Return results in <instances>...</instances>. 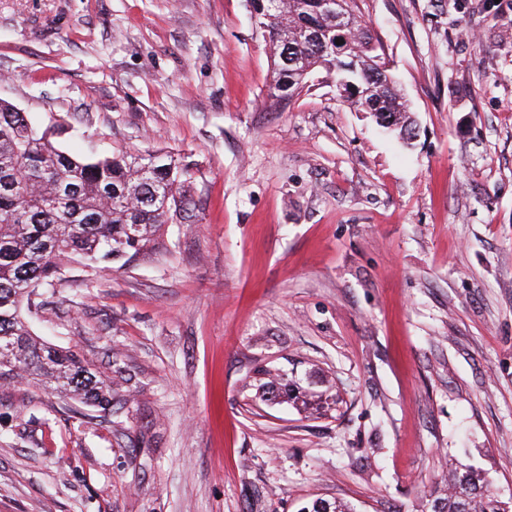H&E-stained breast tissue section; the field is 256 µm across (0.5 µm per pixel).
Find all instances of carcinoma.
<instances>
[{"label": "carcinoma", "mask_w": 512, "mask_h": 512, "mask_svg": "<svg viewBox=\"0 0 512 512\" xmlns=\"http://www.w3.org/2000/svg\"><path fill=\"white\" fill-rule=\"evenodd\" d=\"M353 22L347 51L336 55L329 0H263L251 18L268 41L269 97L292 98L318 70L331 72L340 95L403 141L416 136L388 65L357 0H341ZM189 167L163 151L118 150L107 157L62 150L23 112L0 101V381L33 380L59 397L114 413L126 399L76 352L42 342L27 325L31 296L51 284L64 262L112 263L137 254L163 230L174 207L185 209ZM309 512H353L340 501H312ZM429 512H512L467 468L429 500Z\"/></svg>", "instance_id": "cac0c4a2"}]
</instances>
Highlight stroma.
Wrapping results in <instances>:
<instances>
[{
  "label": "stroma",
  "mask_w": 512,
  "mask_h": 512,
  "mask_svg": "<svg viewBox=\"0 0 512 512\" xmlns=\"http://www.w3.org/2000/svg\"><path fill=\"white\" fill-rule=\"evenodd\" d=\"M357 4L410 144L323 73L271 104L247 0H0V100L191 168L152 247L38 289L127 403L0 383V512H426L467 466L512 496V0Z\"/></svg>",
  "instance_id": "1"
}]
</instances>
